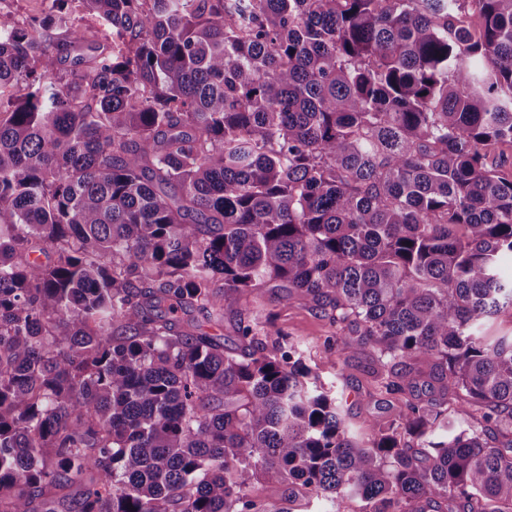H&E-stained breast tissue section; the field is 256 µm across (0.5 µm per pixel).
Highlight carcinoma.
I'll use <instances>...</instances> for the list:
<instances>
[{
  "mask_svg": "<svg viewBox=\"0 0 512 512\" xmlns=\"http://www.w3.org/2000/svg\"><path fill=\"white\" fill-rule=\"evenodd\" d=\"M505 144L512 0L0 12V512H269L261 475L512 512ZM263 288L335 328L330 369L371 350L391 420L349 433ZM183 325L186 323H194L200 326L202 332H206L212 336H223L224 337V348H235L239 344V338L235 326L234 319L231 316L224 317L223 324H216L214 322H208L198 312H192L189 314H179Z\"/></svg>",
  "mask_w": 512,
  "mask_h": 512,
  "instance_id": "carcinoma-1",
  "label": "carcinoma"
}]
</instances>
